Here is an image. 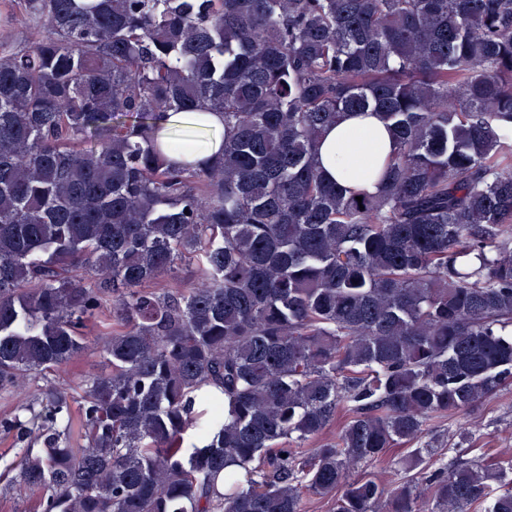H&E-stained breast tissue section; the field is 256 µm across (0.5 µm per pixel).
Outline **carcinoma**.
<instances>
[{
    "label": "carcinoma",
    "mask_w": 512,
    "mask_h": 512,
    "mask_svg": "<svg viewBox=\"0 0 512 512\" xmlns=\"http://www.w3.org/2000/svg\"><path fill=\"white\" fill-rule=\"evenodd\" d=\"M18 14L0 393L111 321L106 371L0 421L41 512H512V461L463 433L436 467L428 439L512 383V0H5L0 24ZM202 109L221 155L176 164L199 131L165 122ZM368 109L393 140L376 195L315 162ZM401 445L396 487L357 474Z\"/></svg>",
    "instance_id": "1"
}]
</instances>
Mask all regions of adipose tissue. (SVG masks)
Listing matches in <instances>:
<instances>
[{
  "label": "adipose tissue",
  "instance_id": "ef3b65f1",
  "mask_svg": "<svg viewBox=\"0 0 512 512\" xmlns=\"http://www.w3.org/2000/svg\"><path fill=\"white\" fill-rule=\"evenodd\" d=\"M207 140L171 151L179 163L203 162L219 153L224 140V117L218 112L192 115ZM393 149L392 139L379 114L374 111L348 113L327 128L316 155V163L326 177L359 191L374 194L379 190L376 179L365 176L367 165L384 166Z\"/></svg>",
  "mask_w": 512,
  "mask_h": 512
}]
</instances>
